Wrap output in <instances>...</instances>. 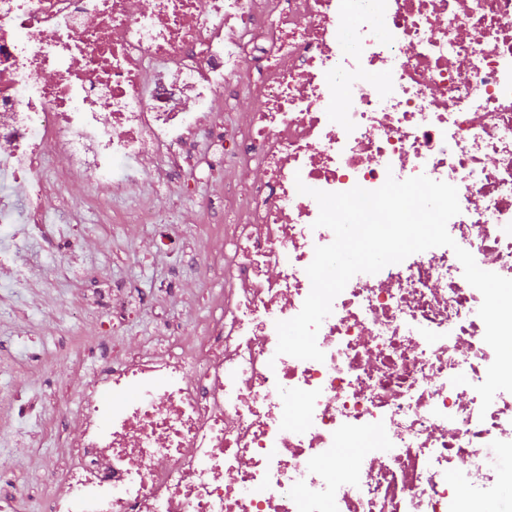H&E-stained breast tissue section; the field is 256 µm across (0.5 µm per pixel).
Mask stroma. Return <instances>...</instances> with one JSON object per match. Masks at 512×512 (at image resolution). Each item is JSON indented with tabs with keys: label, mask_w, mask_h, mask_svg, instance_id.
Here are the masks:
<instances>
[{
	"label": "stroma",
	"mask_w": 512,
	"mask_h": 512,
	"mask_svg": "<svg viewBox=\"0 0 512 512\" xmlns=\"http://www.w3.org/2000/svg\"><path fill=\"white\" fill-rule=\"evenodd\" d=\"M221 149V143H205L182 160L195 184L187 193L154 183V163H143L132 201L159 210L161 222L155 228L101 223L79 186L49 199L48 207L61 210L77 226L69 267L33 253L24 287L0 288V414L10 419L0 427V497L23 493L24 512L35 510L44 467L63 458L59 418L79 378L90 377L98 363L103 313L72 317L87 293L98 284L120 281L134 296L133 309L112 338V352L121 357L164 348L165 323H179L190 333L214 316L206 296L224 283L203 281L197 259L207 245L203 227L228 222L232 215L224 186L235 180L236 171L202 162L208 151ZM161 231L178 235L180 252L156 247Z\"/></svg>",
	"instance_id": "stroma-1"
}]
</instances>
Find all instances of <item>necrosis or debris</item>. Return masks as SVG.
<instances>
[{
  "mask_svg": "<svg viewBox=\"0 0 512 512\" xmlns=\"http://www.w3.org/2000/svg\"><path fill=\"white\" fill-rule=\"evenodd\" d=\"M229 74L243 128L219 110ZM194 133L230 142L218 161L239 171L237 220L200 258L228 286L165 351L101 339L39 512H484L512 392L481 406L494 352L453 248L353 276L323 361L277 354L276 323L334 239L300 181L452 184L456 246L512 279V0H0V269L23 286L8 225L68 253L47 196L80 185L111 219L141 159L180 162Z\"/></svg>",
  "mask_w": 512,
  "mask_h": 512,
  "instance_id": "obj_1",
  "label": "necrosis or debris"
}]
</instances>
